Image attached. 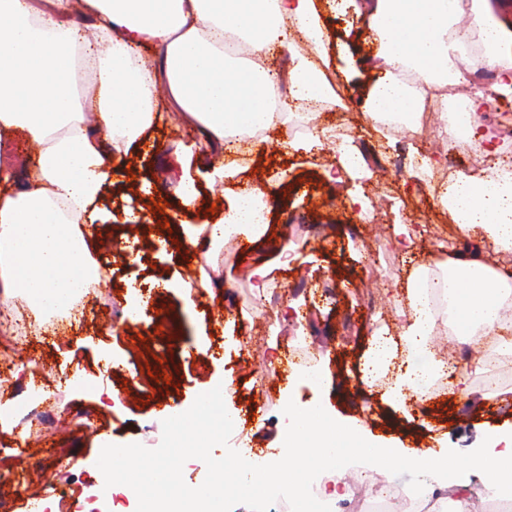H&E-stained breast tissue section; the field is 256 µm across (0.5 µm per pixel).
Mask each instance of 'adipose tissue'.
<instances>
[{"mask_svg": "<svg viewBox=\"0 0 512 512\" xmlns=\"http://www.w3.org/2000/svg\"><path fill=\"white\" fill-rule=\"evenodd\" d=\"M455 0H372L370 38L384 74L368 95L369 115L409 113L438 76L448 69L460 40L454 25ZM83 13L95 21L85 35L72 17V0H0V140L18 130L39 144L38 164L23 191H9L14 177L0 163V308H11L24 294L32 310L57 312L65 301L102 280L98 268L85 267L92 231L84 222L89 206L117 174L128 142L160 120L158 96L178 106L225 154L241 151L256 128L284 129L286 111L270 105L272 76L263 62L275 46L299 39L322 50L327 33L316 0H83ZM475 19L484 53L479 61L500 76L498 90L512 95V50L487 8ZM235 35L243 52L224 47ZM155 52L144 59L139 47ZM98 85L92 108L97 128L84 119L74 72ZM290 98L298 104L332 98L312 58H299L291 72ZM112 138V154L101 148L99 132ZM264 187L238 192L221 221L210 225V243L224 239L225 225L254 238L265 225L251 221L250 200ZM441 206L451 208L464 238L478 237L512 249V173L493 179L465 177L439 190ZM79 265L73 280L59 268ZM469 271L461 315L469 342L503 336L512 321L504 316L502 278L484 273L481 254L454 258ZM413 313L403 344L410 352L427 349L432 315L427 290L409 294ZM436 452L406 455L384 448L367 466L399 461L422 472L451 477L456 512H469L468 476L484 473L495 496L512 495V433L486 438L470 450L463 467L447 468Z\"/></svg>", "mask_w": 512, "mask_h": 512, "instance_id": "obj_1", "label": "adipose tissue"}]
</instances>
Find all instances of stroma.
I'll list each match as a JSON object with an SVG mask.
<instances>
[{
	"instance_id": "obj_1",
	"label": "stroma",
	"mask_w": 512,
	"mask_h": 512,
	"mask_svg": "<svg viewBox=\"0 0 512 512\" xmlns=\"http://www.w3.org/2000/svg\"><path fill=\"white\" fill-rule=\"evenodd\" d=\"M339 2L319 0L329 34L323 70L336 89L320 123L344 127L379 159L403 156L401 167L344 175L335 195L331 180L339 174V155L330 141L296 151L282 146V133L271 131L260 152L231 158L209 149L179 110L159 98L161 121L124 157L129 174L105 185L87 216L95 234L91 258L107 265L106 286L85 293L70 320L35 319L27 335L0 345V405L12 404V428L0 430V499L9 512H27L31 502L40 504V512H115L110 490L97 479L102 448H156L160 409L180 414L199 394L230 380L239 389L236 416L251 447L269 453L284 441L270 419L275 403L322 406L377 446L410 453L450 449L453 467L462 466L486 434L512 432V335L493 363L467 371L466 399L446 389L402 405L391 397L395 373L376 386L362 381L374 336L383 330L395 340L402 331L408 307L392 305V298L406 296L414 275L432 273L427 253L440 240L457 250L463 241L451 213L436 204L426 185L444 164L435 146L442 112H434L429 131L410 140L387 134L366 116L368 92L381 75L376 48L365 16ZM185 144L196 145L208 165L234 163V177L212 184L199 175L198 165H185ZM424 157L430 161L425 171L419 168ZM187 173L195 175L199 189L191 209L179 197ZM254 183L275 188L265 200L266 236L224 242L217 265L203 267L211 287L186 291L189 272L174 244L183 225L199 223L210 207L224 213L233 195ZM158 199L166 203L160 213L153 210ZM367 210L374 213L369 224L360 219ZM161 219L168 222L162 231ZM400 224L417 229L412 247L399 244ZM280 244L294 251L295 261H278ZM259 267L267 270L268 295L280 297L277 305L258 298L253 288ZM145 283L152 290L144 295V309L138 320H128L130 289ZM301 349L323 370L319 387L289 374V362ZM262 362L276 367L281 380L253 375ZM489 377L501 380L492 407L484 387ZM34 383L53 392V400L22 405ZM62 490L69 497L61 510L56 497Z\"/></svg>"
}]
</instances>
